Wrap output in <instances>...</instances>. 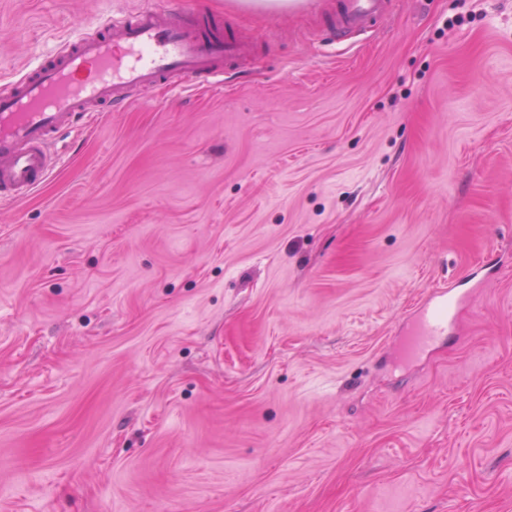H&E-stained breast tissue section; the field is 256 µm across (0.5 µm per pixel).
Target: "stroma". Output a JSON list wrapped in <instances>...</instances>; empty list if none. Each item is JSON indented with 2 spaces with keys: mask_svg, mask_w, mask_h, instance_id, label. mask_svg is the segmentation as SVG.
<instances>
[{
  "mask_svg": "<svg viewBox=\"0 0 512 512\" xmlns=\"http://www.w3.org/2000/svg\"><path fill=\"white\" fill-rule=\"evenodd\" d=\"M146 2L0 0V90ZM200 2L229 87L81 117L0 202V512H512V0L335 44V0ZM456 288L448 284L433 290L414 309L402 350L410 358L427 351L438 339L453 328L456 317Z\"/></svg>",
  "mask_w": 512,
  "mask_h": 512,
  "instance_id": "stroma-1",
  "label": "stroma"
}]
</instances>
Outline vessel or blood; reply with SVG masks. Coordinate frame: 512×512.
<instances>
[{
    "label": "vessel or blood",
    "instance_id": "obj_1",
    "mask_svg": "<svg viewBox=\"0 0 512 512\" xmlns=\"http://www.w3.org/2000/svg\"><path fill=\"white\" fill-rule=\"evenodd\" d=\"M394 2L336 0L330 41L376 27ZM222 27V20L183 5L145 6L107 17L93 32L44 55L11 93L0 95V200L27 198L47 181L56 164L53 145L92 107L122 111L133 91L160 83L173 91L191 83L223 89L225 74L248 47ZM456 307L450 286L424 297L411 314L404 354L416 358L447 335Z\"/></svg>",
    "mask_w": 512,
    "mask_h": 512
}]
</instances>
